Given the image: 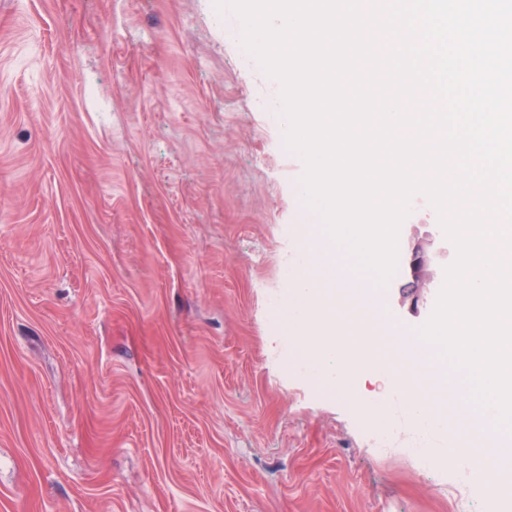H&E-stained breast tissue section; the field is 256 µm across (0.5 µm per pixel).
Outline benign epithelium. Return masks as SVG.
Returning <instances> with one entry per match:
<instances>
[{"instance_id":"benign-epithelium-1","label":"benign epithelium","mask_w":512,"mask_h":512,"mask_svg":"<svg viewBox=\"0 0 512 512\" xmlns=\"http://www.w3.org/2000/svg\"><path fill=\"white\" fill-rule=\"evenodd\" d=\"M412 225L401 226L406 242V282L402 285V302L409 304L414 313L426 309L432 290L444 279L448 265V240L442 236L417 238L411 233Z\"/></svg>"}]
</instances>
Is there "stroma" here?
<instances>
[{
	"label": "stroma",
	"instance_id": "1",
	"mask_svg": "<svg viewBox=\"0 0 512 512\" xmlns=\"http://www.w3.org/2000/svg\"><path fill=\"white\" fill-rule=\"evenodd\" d=\"M214 0H0V512H512L290 342L304 163ZM373 286L395 330L405 278Z\"/></svg>",
	"mask_w": 512,
	"mask_h": 512
}]
</instances>
